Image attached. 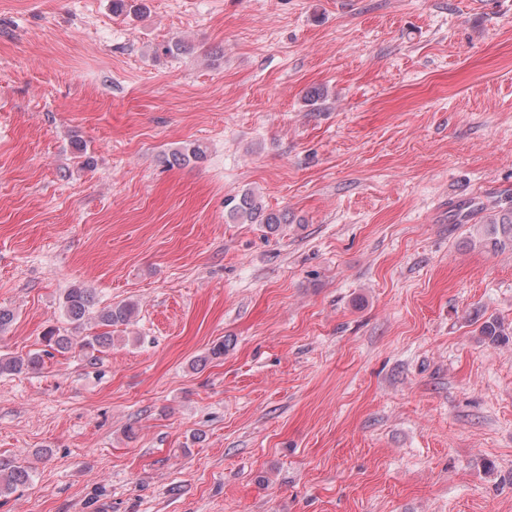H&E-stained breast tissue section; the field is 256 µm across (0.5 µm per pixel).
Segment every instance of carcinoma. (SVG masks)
Segmentation results:
<instances>
[{
  "instance_id": "1",
  "label": "carcinoma",
  "mask_w": 512,
  "mask_h": 512,
  "mask_svg": "<svg viewBox=\"0 0 512 512\" xmlns=\"http://www.w3.org/2000/svg\"><path fill=\"white\" fill-rule=\"evenodd\" d=\"M204 148L191 142L171 152V157L165 158V163L178 165L191 160H204ZM231 219L242 224H263L273 233L279 226L288 223V211H273L265 208L260 200L250 191L228 197L224 200ZM488 234L492 236V244L501 242V238L512 241V213L505 215L499 224L488 225ZM95 296L92 290L74 286L67 289L63 295L62 307L71 322H81L93 309ZM136 313V305L130 301L110 304L97 311L95 322L105 328L103 332H95L86 336H71L58 328H52L44 336L45 342L59 353L79 350L85 355L95 356L112 347V333L107 328L125 324ZM41 365L38 355L26 360L20 358L0 357V374L20 373L24 370H37ZM31 476L26 466L18 461L0 460V494L12 492L30 482Z\"/></svg>"
}]
</instances>
